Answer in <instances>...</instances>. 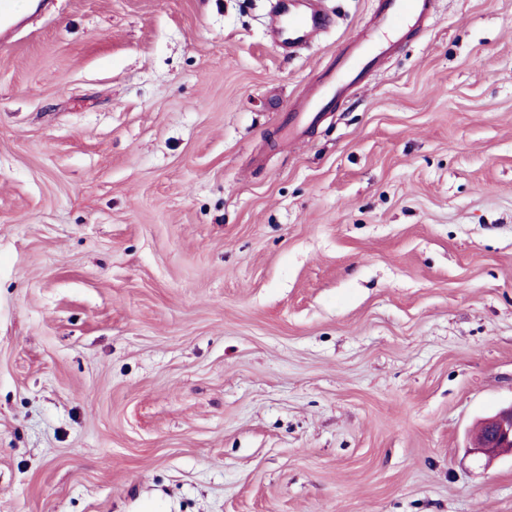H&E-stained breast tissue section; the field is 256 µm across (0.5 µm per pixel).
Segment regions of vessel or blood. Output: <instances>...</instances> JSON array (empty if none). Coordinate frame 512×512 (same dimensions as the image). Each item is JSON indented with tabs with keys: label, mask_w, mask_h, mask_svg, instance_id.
I'll return each instance as SVG.
<instances>
[{
	"label": "vessel or blood",
	"mask_w": 512,
	"mask_h": 512,
	"mask_svg": "<svg viewBox=\"0 0 512 512\" xmlns=\"http://www.w3.org/2000/svg\"><path fill=\"white\" fill-rule=\"evenodd\" d=\"M434 7V0H382L373 16L379 38L365 37L354 46L328 80L311 86L289 114L286 136L296 140L319 121L325 107L355 88L361 75L386 51V38L399 37L409 26L422 25ZM331 17L323 11L305 9L300 0H276L269 30L278 42L295 50L310 43L330 28Z\"/></svg>",
	"instance_id": "b4317fda"
}]
</instances>
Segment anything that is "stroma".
I'll return each mask as SVG.
<instances>
[{
  "label": "stroma",
  "instance_id": "35a3bbf8",
  "mask_svg": "<svg viewBox=\"0 0 512 512\" xmlns=\"http://www.w3.org/2000/svg\"><path fill=\"white\" fill-rule=\"evenodd\" d=\"M53 0L0 44V512H512V0ZM300 1L304 0H277L269 24V31L278 42L292 49L288 54L309 44L332 25V18L326 12L303 9ZM383 1L373 16L374 28L381 37H393L391 42L371 36L360 39L354 51L347 56L328 80L311 86L289 112L286 138L298 140L306 130L319 121L325 107L336 98L355 88L361 75L390 47L408 26H421L434 8V0H379ZM507 450H512V405L484 420L470 448L473 454L485 456L488 461Z\"/></svg>",
  "mask_w": 512,
  "mask_h": 512
}]
</instances>
